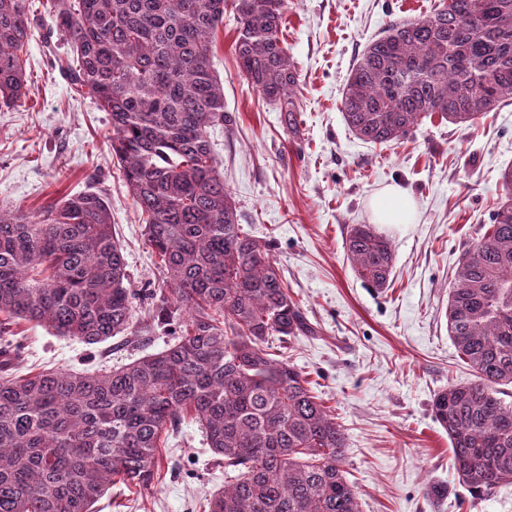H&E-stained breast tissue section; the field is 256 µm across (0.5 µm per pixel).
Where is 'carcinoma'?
<instances>
[{"mask_svg":"<svg viewBox=\"0 0 512 512\" xmlns=\"http://www.w3.org/2000/svg\"><path fill=\"white\" fill-rule=\"evenodd\" d=\"M32 0H0V103L27 96ZM73 84L112 124V153L186 317L165 348L119 367L21 373L18 321L88 345L133 325L123 248L105 195L65 196L30 215L0 207V512H94L119 481L146 488L172 424L189 415L224 458L208 512H360L341 468L346 437L309 382L270 353L316 329L290 295L268 241L241 224L209 129L231 122L210 59L234 13L240 69L297 122L298 75L284 45L286 0H41ZM512 99V0H448L391 24L353 65L341 112L360 140L389 144L435 114L472 125ZM504 199L466 249L448 294V337L475 380L435 394L453 466L474 497L512 484V168ZM356 275L384 288L390 241L353 224Z\"/></svg>","mask_w":512,"mask_h":512,"instance_id":"obj_1","label":"carcinoma"}]
</instances>
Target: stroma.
I'll list each match as a JSON object with an SVG mask.
<instances>
[{
	"instance_id": "1",
	"label": "stroma",
	"mask_w": 512,
	"mask_h": 512,
	"mask_svg": "<svg viewBox=\"0 0 512 512\" xmlns=\"http://www.w3.org/2000/svg\"><path fill=\"white\" fill-rule=\"evenodd\" d=\"M441 0H287L288 53L298 71V129L241 73L236 23L225 13L211 65L224 85L230 124L209 137L224 182L252 234L270 240L291 296L317 328L288 347L342 425V467L361 512H512V484L472 497L453 467L447 432L431 411L434 395L470 381L448 336L445 316L453 271L491 222L512 167V104L458 127L424 119L389 144L357 139L340 111L344 81L366 44L391 23L421 18ZM63 49L53 22L39 15L26 48L28 95L0 104V206L39 212L87 189L108 198L136 292L134 327L149 293L165 287L143 224L112 157V126L88 93L59 68ZM396 184L417 203L412 224H380L395 251L387 288L361 281L343 242L350 225L369 224L371 194ZM169 323L147 337L116 336L88 345L45 325L19 322L23 367L95 371L161 350ZM224 485V463L198 426L183 419L158 457L148 489L113 485L98 512H205ZM443 485L447 498L432 499Z\"/></svg>"
}]
</instances>
